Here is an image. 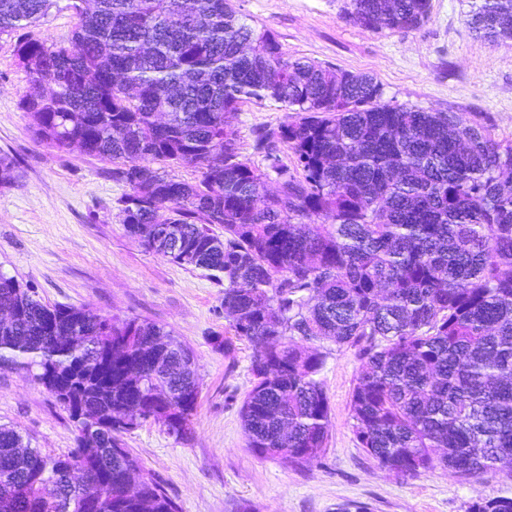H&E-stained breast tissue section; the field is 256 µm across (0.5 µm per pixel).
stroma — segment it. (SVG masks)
Returning <instances> with one entry per match:
<instances>
[{"label":"stroma","instance_id":"obj_1","mask_svg":"<svg viewBox=\"0 0 512 512\" xmlns=\"http://www.w3.org/2000/svg\"><path fill=\"white\" fill-rule=\"evenodd\" d=\"M249 23L270 30L285 53L374 76L386 98L464 122L489 116L496 140L512 141V41L481 43L465 23L468 0H431L412 30L369 31L343 18V0H234ZM76 19L56 0L29 27L31 37L68 44ZM0 36V155L14 157L13 179L0 184V271L48 305L88 306L98 314L137 316L172 329L192 349L201 392L192 436L179 443L162 425L143 423L123 441L145 470L164 481L182 512H468L478 498L512 497V475L465 481L436 469L397 476L360 448L351 428V395L361 362L357 348L324 342L319 375L330 406L326 453L300 468L258 458L239 416L251 388L254 347L235 339L224 317V287L205 271L184 268L129 236L109 162L39 143L19 108L28 75ZM286 119L277 105L241 103L227 120L243 158L265 169L252 132ZM229 339V348L218 339ZM0 424L29 436L43 454L69 452L76 433L42 386L0 366Z\"/></svg>","mask_w":512,"mask_h":512}]
</instances>
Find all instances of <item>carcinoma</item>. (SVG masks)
Returning <instances> with one entry per match:
<instances>
[{
    "instance_id": "1",
    "label": "carcinoma",
    "mask_w": 512,
    "mask_h": 512,
    "mask_svg": "<svg viewBox=\"0 0 512 512\" xmlns=\"http://www.w3.org/2000/svg\"><path fill=\"white\" fill-rule=\"evenodd\" d=\"M54 0H0V35L30 84L19 108L59 152L115 164L127 233L167 261L224 283L236 338L255 347L239 413L249 448L296 467L321 457L330 407L319 374L329 340L359 348L352 431L384 469L438 467L463 480L512 474V143L482 117L384 99L374 77L286 55L232 0H68L66 47L20 34ZM430 0H346L365 29H413ZM480 42L512 40V0H470ZM245 99L289 112L253 131L243 160L224 113ZM166 117L165 124L158 116ZM292 155L293 166L281 156ZM195 164L194 181L158 166ZM277 187H267L270 174ZM0 362L63 401L46 379L75 376L63 406L95 445L102 480L0 425V512H180L122 436L148 418L187 441L200 396L193 351L148 319L48 306L0 274ZM141 474L130 494L125 474ZM468 512H512V498Z\"/></svg>"
}]
</instances>
